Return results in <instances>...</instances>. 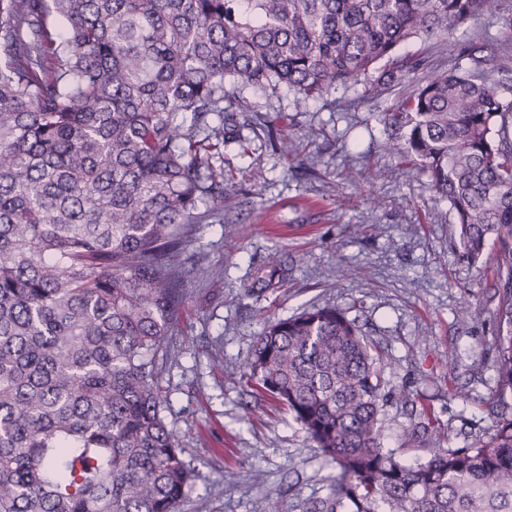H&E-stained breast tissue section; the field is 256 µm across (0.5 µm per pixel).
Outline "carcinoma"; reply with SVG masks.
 I'll return each instance as SVG.
<instances>
[{
    "instance_id": "1",
    "label": "carcinoma",
    "mask_w": 512,
    "mask_h": 512,
    "mask_svg": "<svg viewBox=\"0 0 512 512\" xmlns=\"http://www.w3.org/2000/svg\"><path fill=\"white\" fill-rule=\"evenodd\" d=\"M497 0H0V512H180L195 483L160 379L194 266L181 229L224 217L200 150L253 112L397 64ZM472 67L414 78L382 113L388 150L456 219L460 258L494 237L502 391L512 392V100ZM231 87H226V84ZM191 115L185 126L184 115ZM335 307L276 319L245 383L336 467L313 512H512V419L406 464L384 407L406 398Z\"/></svg>"
}]
</instances>
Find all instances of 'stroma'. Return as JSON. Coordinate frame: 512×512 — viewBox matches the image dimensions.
<instances>
[{
  "label": "stroma",
  "mask_w": 512,
  "mask_h": 512,
  "mask_svg": "<svg viewBox=\"0 0 512 512\" xmlns=\"http://www.w3.org/2000/svg\"><path fill=\"white\" fill-rule=\"evenodd\" d=\"M486 43V70L512 67V0L458 28L450 40L413 38L399 57L423 71L468 67L460 49ZM410 76L380 89L367 80L297 106L293 92H251L255 111L237 112L236 137L207 151L224 183V218L185 228L183 258L198 275L178 315L175 356L161 378L166 421L179 434L197 479L183 512H262L264 488L281 512H310L326 496L334 465L300 427L248 388L242 372L268 322L312 305L333 306L373 339L385 372L407 398L385 409L384 448L403 460L430 458L441 439L464 448L489 439L501 413L496 319L499 248L459 262L455 219L425 177L398 174L380 115L392 111ZM288 136L283 157L273 140ZM359 180L346 178L348 168ZM277 258L280 288H260ZM368 266V278L338 267ZM471 303L475 315L456 311Z\"/></svg>",
  "instance_id": "obj_1"
}]
</instances>
